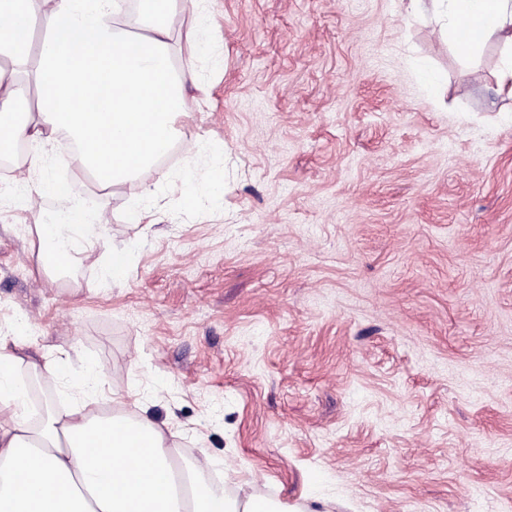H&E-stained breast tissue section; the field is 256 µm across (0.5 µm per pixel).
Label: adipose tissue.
<instances>
[{
    "mask_svg": "<svg viewBox=\"0 0 512 512\" xmlns=\"http://www.w3.org/2000/svg\"><path fill=\"white\" fill-rule=\"evenodd\" d=\"M409 15H427L466 54L488 40L507 50L497 91L512 97V0H401ZM143 32L122 16L120 0H52L36 12L34 0H0V17L45 30L41 112L19 113L23 89L0 69V141L26 143L24 189L52 196L58 211L29 229L39 272L69 270L80 251L93 250L100 229L89 224L67 185L48 177L61 139L77 143V158L102 188L122 185L153 166L174 144L184 114L193 59L173 66L171 17L193 14L209 24L203 0H142ZM60 358L27 354L0 336V512H289L258 494L225 495L207 476L209 454L183 465L172 452L175 435L155 423L145 404L133 413L96 409L103 376L89 365L66 406L28 414L31 384Z\"/></svg>",
    "mask_w": 512,
    "mask_h": 512,
    "instance_id": "ef3b65f1",
    "label": "adipose tissue"
}]
</instances>
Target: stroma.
<instances>
[{"label": "stroma", "mask_w": 512, "mask_h": 512, "mask_svg": "<svg viewBox=\"0 0 512 512\" xmlns=\"http://www.w3.org/2000/svg\"><path fill=\"white\" fill-rule=\"evenodd\" d=\"M175 18L197 62L177 154L107 190L70 155L51 173L103 219L69 273H38L31 191L0 206V331L29 354L77 346L64 403L102 366L104 396L142 401L252 492L309 512H512V98L500 47L460 55L399 0H210ZM439 78L430 93L412 67ZM205 138L221 152L189 162ZM224 205L181 211L212 170ZM158 184L150 225L128 199ZM127 250L123 283L102 268Z\"/></svg>", "instance_id": "obj_1"}]
</instances>
